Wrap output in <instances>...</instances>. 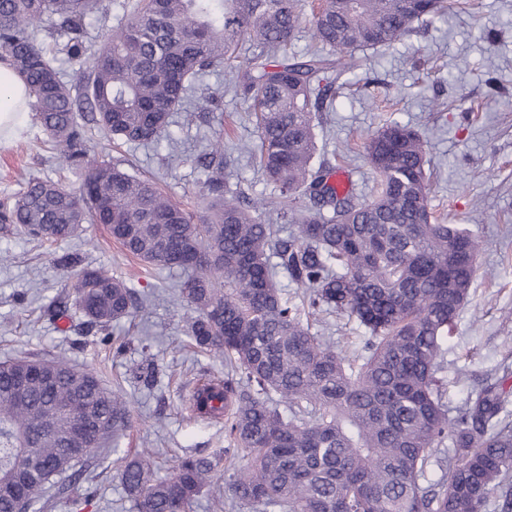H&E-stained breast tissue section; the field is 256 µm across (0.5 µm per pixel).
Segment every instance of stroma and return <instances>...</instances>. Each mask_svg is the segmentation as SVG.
<instances>
[{"instance_id": "obj_1", "label": "stroma", "mask_w": 512, "mask_h": 512, "mask_svg": "<svg viewBox=\"0 0 512 512\" xmlns=\"http://www.w3.org/2000/svg\"><path fill=\"white\" fill-rule=\"evenodd\" d=\"M447 12L417 25L403 42L360 51L361 65L342 77L333 109L320 113L318 156L344 172L358 198L369 197L373 170L363 143L387 119L417 130L428 144L430 199L437 217L465 224L486 243L478 273L444 347L449 407H457L484 381L504 379L512 391V0H449ZM427 59L425 69L412 65ZM224 90V177L231 190L272 195L252 163L256 140L245 100L236 95L225 68L205 79ZM204 124H185L174 113L167 133L144 144L113 145L94 132L96 159L133 162L174 202L199 214L200 171L196 157L206 146ZM63 181L79 189L81 175L62 170L41 128L26 120L0 147V203L20 191L21 175ZM0 361L65 356L95 371L108 386H121L131 426L108 447L97 449L79 483L46 487V512H127L121 458L151 451L154 474L170 475L179 460L224 445V423L195 417L188 409L193 388L224 373V361L196 349L185 334L186 310L178 299V273L145 271L101 224L84 225L79 237L39 244L1 237ZM80 253L86 264L125 279L145 300L135 319L105 330L80 316L50 322L43 310L76 280L78 268L60 269L56 257ZM129 339L114 354L113 338ZM153 354L159 373L151 388L133 374L143 353Z\"/></svg>"}]
</instances>
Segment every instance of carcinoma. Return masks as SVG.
Segmentation results:
<instances>
[{
  "label": "carcinoma",
  "instance_id": "obj_1",
  "mask_svg": "<svg viewBox=\"0 0 512 512\" xmlns=\"http://www.w3.org/2000/svg\"><path fill=\"white\" fill-rule=\"evenodd\" d=\"M446 10V0H325L312 14L319 49L288 50L302 0H138L88 52L87 24L104 0H0V63L28 86L34 120L59 162L85 171L79 191L24 182L0 207V233L40 241L103 224L143 263L179 270L186 334L224 357V380L192 396L203 418H224V471L231 503L280 512H484L494 496L512 512L509 394L482 387L449 416L442 354L467 302L481 240L431 211L427 141L390 121L366 142L377 175L359 200L332 182L335 166L314 164L316 114L332 108L333 84L360 66L358 50L392 46L414 25ZM64 38L47 52L44 22ZM249 39L260 52L237 63ZM86 59L75 84L60 67ZM255 118L256 163L276 197L229 194L224 181L220 91L203 79L224 67ZM209 114L199 159L206 214L193 215L134 171L90 155L87 126L128 143L155 141L172 114ZM277 219L296 231L280 237ZM207 258L197 266L195 256ZM304 289L292 303L278 271ZM143 307L135 288L105 270L84 268L43 315L72 311L106 328ZM346 315L366 330L351 357L312 332L309 318ZM146 356L136 378L154 381ZM97 427L103 447L130 425L126 401L97 373L66 358L0 362V512H36L42 489L77 482L84 462L69 454L71 426ZM450 445L441 476L425 485L430 450ZM213 461L189 455L153 478L150 456L121 467L131 512H189L215 477Z\"/></svg>",
  "mask_w": 512,
  "mask_h": 512
}]
</instances>
